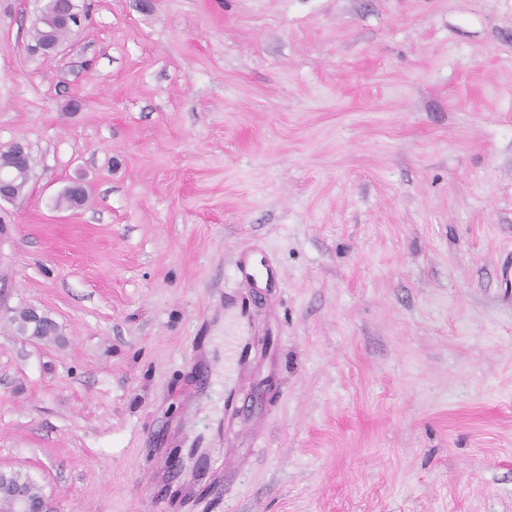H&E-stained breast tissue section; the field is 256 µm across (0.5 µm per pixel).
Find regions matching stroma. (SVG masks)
<instances>
[{
  "mask_svg": "<svg viewBox=\"0 0 512 512\" xmlns=\"http://www.w3.org/2000/svg\"><path fill=\"white\" fill-rule=\"evenodd\" d=\"M77 3L44 56L0 0V467L59 512H512V0ZM10 149L14 156L22 161L30 154L27 146L20 142L14 143ZM14 156L9 150L0 152V171L2 169L8 172L17 185L25 187L31 168V157L29 156L26 162H18ZM238 278L249 291H260L263 288H275L277 277L274 266L264 258H258L251 252L240 254ZM27 314H28L27 323H29L31 325H35L37 328L38 327L42 328L47 323L52 322V320L48 317V315L46 313L40 312L38 309L33 308V307L27 309ZM15 321H17L18 332L23 335L29 334L30 336H34L35 338L48 337V335H46L47 330L45 328H42L39 331H35V332H38L39 334H34L33 329H31L30 327L27 326L26 321H25V310L20 312L18 318H16ZM32 333H33V335H31Z\"/></svg>",
  "mask_w": 512,
  "mask_h": 512,
  "instance_id": "1",
  "label": "stroma"
}]
</instances>
